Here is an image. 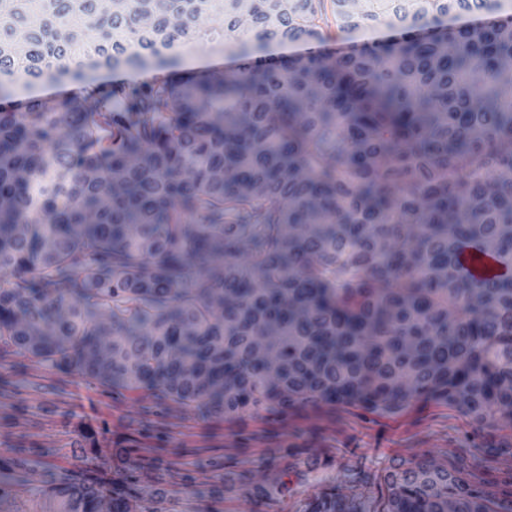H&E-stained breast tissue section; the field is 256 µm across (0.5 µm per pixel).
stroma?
Masks as SVG:
<instances>
[{"instance_id":"stroma-1","label":"stroma","mask_w":512,"mask_h":512,"mask_svg":"<svg viewBox=\"0 0 512 512\" xmlns=\"http://www.w3.org/2000/svg\"><path fill=\"white\" fill-rule=\"evenodd\" d=\"M0 454L36 448L34 468L81 467V449L92 450L113 476L137 468L143 493L163 483L159 512H302L306 499L335 485L343 467L380 472L389 459L424 455L460 469L495 496L512 488V457L485 455V446L511 445L512 425L478 436L457 409L419 401L397 415L321 403L285 414L204 417L174 403L157 402L144 389L89 386L5 351L0 353ZM319 469L305 482L297 474L307 459ZM222 460L223 470L205 468ZM249 469L287 477L290 492L265 504L243 490L227 489L230 473Z\"/></svg>"}]
</instances>
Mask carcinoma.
<instances>
[{
  "mask_svg": "<svg viewBox=\"0 0 512 512\" xmlns=\"http://www.w3.org/2000/svg\"><path fill=\"white\" fill-rule=\"evenodd\" d=\"M330 4L336 37L392 35L284 57L329 38L325 0H0V350L201 416L512 423V0ZM195 46L233 65L188 72ZM44 77L68 94L28 95ZM32 453L0 456V503ZM380 478L346 468L303 512H512L428 456ZM42 484L60 512H135L139 476L86 456Z\"/></svg>",
  "mask_w": 512,
  "mask_h": 512,
  "instance_id": "obj_1",
  "label": "carcinoma"
}]
</instances>
